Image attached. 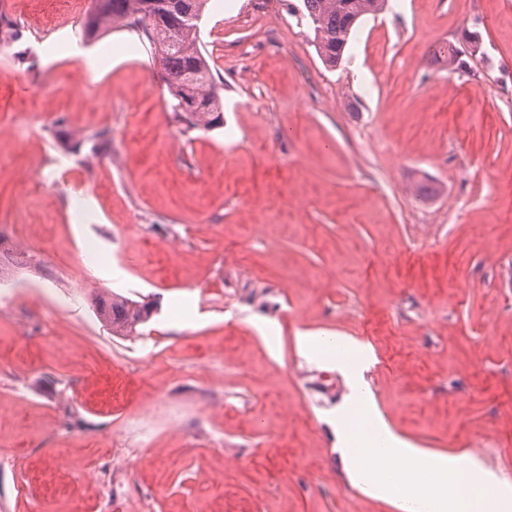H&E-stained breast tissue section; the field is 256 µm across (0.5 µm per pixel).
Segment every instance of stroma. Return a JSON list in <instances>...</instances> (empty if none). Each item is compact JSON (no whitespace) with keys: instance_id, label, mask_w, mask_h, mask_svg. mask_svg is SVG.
Instances as JSON below:
<instances>
[{"instance_id":"stroma-1","label":"stroma","mask_w":512,"mask_h":512,"mask_svg":"<svg viewBox=\"0 0 512 512\" xmlns=\"http://www.w3.org/2000/svg\"><path fill=\"white\" fill-rule=\"evenodd\" d=\"M12 2L0 512H99L110 481L144 512H395L350 482V388L300 331L370 345L395 429L512 480V0H387L334 68L302 0H209L211 130L174 119L142 32ZM108 291L155 299L140 335L102 326Z\"/></svg>"}]
</instances>
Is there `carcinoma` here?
Wrapping results in <instances>:
<instances>
[{
	"label": "carcinoma",
	"instance_id": "cac0c4a2",
	"mask_svg": "<svg viewBox=\"0 0 512 512\" xmlns=\"http://www.w3.org/2000/svg\"><path fill=\"white\" fill-rule=\"evenodd\" d=\"M313 25L324 63L341 61L352 30L375 15L384 0H302ZM207 0H91L84 29L91 36L113 27L143 32L154 45V58L174 100L171 108L189 126L214 129L223 124L221 102L209 62L198 47L199 22ZM153 302L117 293L99 295L93 307L114 336H129L150 319Z\"/></svg>",
	"mask_w": 512,
	"mask_h": 512
}]
</instances>
